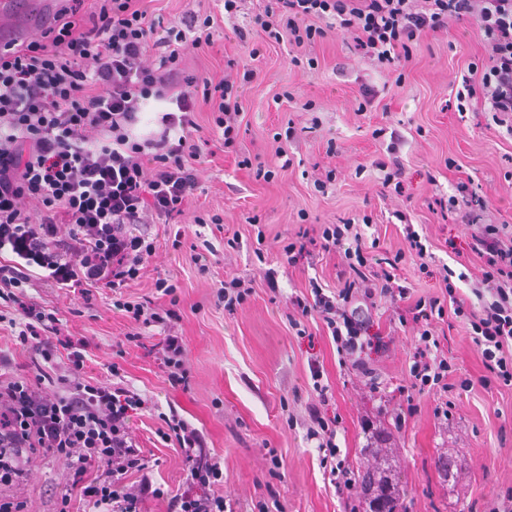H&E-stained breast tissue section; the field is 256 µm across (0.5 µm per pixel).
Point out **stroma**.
<instances>
[{"mask_svg":"<svg viewBox=\"0 0 512 512\" xmlns=\"http://www.w3.org/2000/svg\"><path fill=\"white\" fill-rule=\"evenodd\" d=\"M265 3L241 0L237 14L228 17L224 0H141L150 16L172 23L191 12L217 18L212 44L185 52L186 73L219 78L230 59L237 68L256 70V78L240 89L238 143L229 151L211 140L200 188L182 215L167 224L155 219L132 225L133 233L153 239L156 248L121 292L90 282L93 299L87 304L31 264L27 298L52 313L60 336L86 343L85 367L77 376L82 382L128 389L145 399L130 426L155 484L174 491L186 486L180 449L161 437L165 416L174 412L201 432L220 462L224 481L214 492L224 496L226 512H258V501L272 492L284 512H349L354 491L337 493L316 440L307 437V406L317 398L310 365L316 361L329 387L322 411L334 422L343 470L355 472L362 448L380 434L402 467L406 512H490L512 492V387L478 386L485 373L481 354L450 312L432 328L452 366L453 390L418 391L409 373L419 338L411 300L439 294L448 268L460 276V298L475 300L481 262L467 248L472 227L457 213V183L472 182L486 200L482 223L504 226L512 235V136L486 112L481 95L465 110L456 108L462 76L487 54L470 25L455 21L414 44L411 60L399 68L359 57L336 32L298 49L271 42L255 25ZM365 84L378 96L362 112ZM244 156L261 162L272 178L239 167ZM394 157L404 168L400 195L383 187L376 167ZM449 158L455 167L446 166ZM437 198L448 215L431 210ZM215 214L222 225L211 224ZM348 218L369 219L364 243L390 256L406 252L403 225L411 223L430 255L425 263L407 255L397 272L398 285L410 290L408 300L379 296L363 311L374 340L363 355L371 370L367 376L340 364L319 319H308L304 336L288 322L293 301L309 295L310 279L336 286L346 260L334 251H317L291 266L281 257L282 246L299 230ZM233 236L239 241L234 248L226 243ZM197 253L205 255L204 265L194 262ZM160 278L178 287L180 319L173 333L186 347L185 389L171 386L152 349L159 327L137 329L113 306L117 300L168 305L155 287ZM234 278L252 293L230 313L218 293ZM20 330L14 305L0 300V352L34 379L43 360L21 344ZM136 330L139 341H127ZM113 363L119 376L109 370ZM466 379L471 387H463ZM443 404L447 414H436ZM442 455L455 459L454 479L443 480L438 472ZM24 468V481L1 487L0 497L21 501L24 512H55L67 483L64 466L37 453Z\"/></svg>","mask_w":512,"mask_h":512,"instance_id":"35a3bbf8","label":"stroma"}]
</instances>
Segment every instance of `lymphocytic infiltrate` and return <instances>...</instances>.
Masks as SVG:
<instances>
[{
    "label": "lymphocytic infiltrate",
    "mask_w": 512,
    "mask_h": 512,
    "mask_svg": "<svg viewBox=\"0 0 512 512\" xmlns=\"http://www.w3.org/2000/svg\"><path fill=\"white\" fill-rule=\"evenodd\" d=\"M68 2L38 36L0 51V250L48 253V270L66 287L104 276L118 288L137 278L154 249L130 225L181 214L197 188V104L215 112L227 149L236 144L244 106L237 82L183 74V50L211 38L212 16L192 13L178 26L149 17L138 0ZM452 19L468 22L488 53L486 66L471 64L463 76L457 101L481 94L489 111L508 118L512 135V0H268L255 22L268 38L298 48L337 30L357 53L392 66L410 60L414 42ZM152 99L172 109L162 113L159 134L136 136L137 114ZM63 221L72 226L65 239ZM313 247L341 251L348 264L337 291L329 296L313 288V302L298 301L300 315L290 324L318 315L342 362L365 369L361 354L369 341L358 304L378 293L406 297L407 288L393 286L403 256L373 269L348 220L323 225L315 237L299 232L283 253L293 265ZM469 248L482 262L478 304L459 298L449 280L440 295L414 304L421 330L409 372L416 387L448 378L451 366L430 326L449 310L467 321L481 351L480 385L512 386V243L497 225L485 224L472 233ZM27 282L18 267L0 265V299L18 306L35 351L50 364L55 346L39 330L45 313L25 300ZM11 367L0 353L1 486L19 482L24 457L39 453L69 471L56 512H71L76 495L89 512H144L151 498L165 499L168 512H224L223 497L213 492L224 473L186 421H167L165 438L181 448L188 469L186 489L175 492L152 482L131 434L130 418L142 405L137 393L77 381L68 394L45 396L28 378L11 375ZM308 414V436L317 440L333 484H340L345 473L336 461V432L317 405ZM133 473L137 485L125 486Z\"/></svg>",
    "instance_id": "lymphocytic-infiltrate-1"
}]
</instances>
